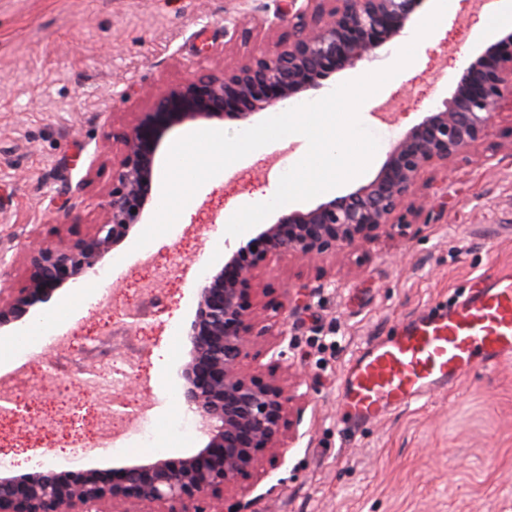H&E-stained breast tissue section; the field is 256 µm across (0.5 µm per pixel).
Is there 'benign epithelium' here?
<instances>
[{
    "label": "benign epithelium",
    "mask_w": 512,
    "mask_h": 512,
    "mask_svg": "<svg viewBox=\"0 0 512 512\" xmlns=\"http://www.w3.org/2000/svg\"><path fill=\"white\" fill-rule=\"evenodd\" d=\"M288 0L276 19L288 39L272 51L208 75L159 99L126 135L112 166L104 220L72 246L31 248L36 278L25 288L0 289V328L22 320L49 293L96 267L136 224L148 201L155 154L169 129L188 121L255 114L311 89L336 72L374 56L396 37L424 0ZM512 96V31L471 61L443 108L427 115L390 151L368 184L306 212L293 211L240 245L199 289L189 332V360L182 368L184 400L208 438L195 455L135 462L116 481L94 472L78 479L63 472H35L19 480L0 474V512H114L120 502L152 503L162 512H217L224 491L255 465L254 450L284 444L289 389L261 383L244 369L251 349V313L241 293L262 262L288 256L313 258L342 250L369 230L388 227L424 169L446 164L483 136L505 95Z\"/></svg>",
    "instance_id": "7a95c632"
}]
</instances>
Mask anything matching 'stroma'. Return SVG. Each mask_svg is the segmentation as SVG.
Listing matches in <instances>:
<instances>
[{
    "label": "stroma",
    "instance_id": "35a3bbf8",
    "mask_svg": "<svg viewBox=\"0 0 512 512\" xmlns=\"http://www.w3.org/2000/svg\"><path fill=\"white\" fill-rule=\"evenodd\" d=\"M283 0H0V273L25 287L33 268L27 244L37 238L74 244L104 217L112 165L126 133L155 98L201 76L221 73L253 54L273 49L281 33L253 28L229 40L224 28L255 13L273 19ZM473 0H459L448 20L418 45L396 85L360 107L363 125L381 132L391 113L397 135L452 96L457 59L472 60L496 42L502 25L478 34ZM308 144L284 139L189 202L188 222L161 235L150 256L134 244L135 226L103 259L111 274V318L128 320L146 285L160 304L155 317L130 328L138 341L139 370L128 384L136 412L115 438V451L79 448L67 473L96 471L109 479L136 461L129 447L141 421L153 427L161 457L196 454L207 438L197 421L183 420L181 368L189 359L188 332L205 277L225 265L217 237L228 207L266 194L277 165L292 167ZM75 205L78 218L57 220ZM405 223L370 243L327 252L309 262L289 256L260 266L245 302L261 337L248 367L263 381L302 380L287 447L258 451V465L226 491L233 512H512V359L475 367L428 403L400 410L353 431L343 425L336 384L366 342L395 335L410 317L457 301L480 278L512 270V102L503 101L486 135L445 165L420 173L403 204ZM210 264L198 268L201 256ZM174 272L155 281V266ZM284 323L292 347L281 366L270 364L272 336ZM29 320L0 328V369L15 396L43 412L45 376L53 348H38ZM64 425L40 435L0 427V452L14 457L11 476L33 472L32 458L65 451Z\"/></svg>",
    "mask_w": 512,
    "mask_h": 512
}]
</instances>
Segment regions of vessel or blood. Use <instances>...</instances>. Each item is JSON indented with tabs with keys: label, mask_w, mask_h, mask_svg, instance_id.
Wrapping results in <instances>:
<instances>
[{
	"label": "vessel or blood",
	"mask_w": 512,
	"mask_h": 512,
	"mask_svg": "<svg viewBox=\"0 0 512 512\" xmlns=\"http://www.w3.org/2000/svg\"><path fill=\"white\" fill-rule=\"evenodd\" d=\"M512 358V273L484 279L459 303L409 318L396 335L367 343L349 360L337 397L349 426L429 400L475 365Z\"/></svg>",
	"instance_id": "1"
}]
</instances>
